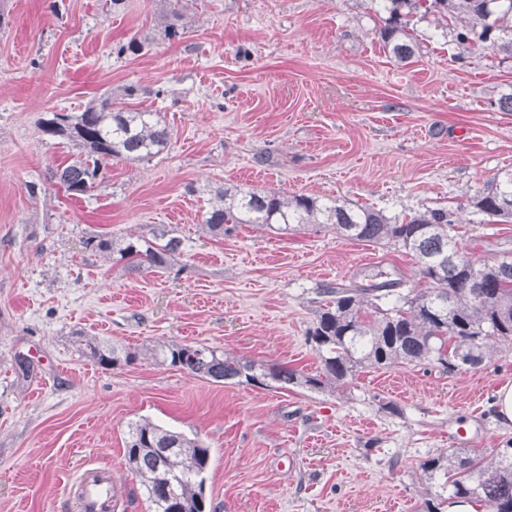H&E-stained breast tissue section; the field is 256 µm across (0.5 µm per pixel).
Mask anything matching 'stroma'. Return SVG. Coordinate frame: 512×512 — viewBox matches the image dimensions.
I'll use <instances>...</instances> for the list:
<instances>
[{
  "instance_id": "stroma-1",
  "label": "stroma",
  "mask_w": 512,
  "mask_h": 512,
  "mask_svg": "<svg viewBox=\"0 0 512 512\" xmlns=\"http://www.w3.org/2000/svg\"><path fill=\"white\" fill-rule=\"evenodd\" d=\"M0 29V512H79L86 469L112 474V512H149L125 455L149 418L211 450V512H417L443 474L420 461L512 448L496 416L512 384V344L449 372L397 363L337 391L213 383L149 356L205 345L315 374L306 331L322 291L387 280L419 286L404 250L331 228L217 235L202 215L227 187L367 205L389 216L447 207L475 260L512 252V223L473 198L512 169V59L461 53L435 17L413 18L406 62L384 49L370 0H190L179 37L161 33L170 0H6ZM149 37L138 55L118 54ZM140 87L127 109L160 113L169 147L112 161L93 190L51 180L77 152L46 136L49 112H80L105 89ZM163 98H155V89ZM181 242L171 269L135 271L86 237ZM92 336L137 355L102 368L76 348ZM397 412L386 410V403Z\"/></svg>"
}]
</instances>
